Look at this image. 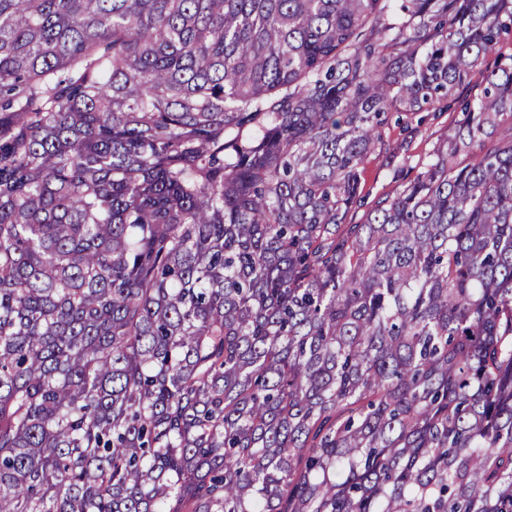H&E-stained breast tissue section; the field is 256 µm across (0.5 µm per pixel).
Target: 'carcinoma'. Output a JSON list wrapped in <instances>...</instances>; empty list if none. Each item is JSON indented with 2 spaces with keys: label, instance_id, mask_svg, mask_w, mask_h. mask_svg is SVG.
I'll use <instances>...</instances> for the list:
<instances>
[{
  "label": "carcinoma",
  "instance_id": "obj_1",
  "mask_svg": "<svg viewBox=\"0 0 512 512\" xmlns=\"http://www.w3.org/2000/svg\"><path fill=\"white\" fill-rule=\"evenodd\" d=\"M512 0H0V512H512ZM480 96L347 221L385 114Z\"/></svg>",
  "mask_w": 512,
  "mask_h": 512
}]
</instances>
